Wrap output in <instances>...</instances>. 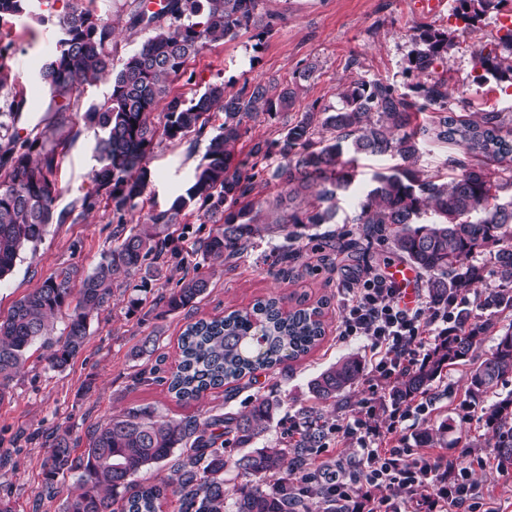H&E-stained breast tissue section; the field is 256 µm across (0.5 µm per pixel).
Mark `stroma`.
Wrapping results in <instances>:
<instances>
[{"label": "stroma", "instance_id": "35a3bbf8", "mask_svg": "<svg viewBox=\"0 0 512 512\" xmlns=\"http://www.w3.org/2000/svg\"><path fill=\"white\" fill-rule=\"evenodd\" d=\"M138 2H94L97 13L111 19L115 28V60L124 59L148 36L147 31L128 27ZM262 6L282 17L264 41L240 32L234 40L212 45L190 60L184 74L170 84L172 94L186 98L214 82L223 83L230 93L258 81H274L282 87L295 84L293 106L248 123L247 134L236 146L237 156H245L256 142L280 138L311 105L332 112L341 108L340 85L344 81L382 78L404 87L407 57L414 48L413 33L426 26L457 33L455 46L437 68L448 80L449 108L471 112L512 107V98L502 94L495 83L478 86L473 82L475 49L496 43L502 34L497 12L488 13L475 31L462 33L452 17L454 0H445L444 7L433 14L416 9L414 0H263ZM0 41L13 45L8 65L15 78L13 88L0 91V112L7 110L13 98H22L24 106L14 120L16 128L22 133L44 134L47 144L55 146L58 167L54 179L59 189L55 211L65 217L64 223L49 226L36 252H24L12 273L0 278V316L4 317L17 299L58 267L74 265L80 272L92 271L101 253L115 245L123 229L138 224L142 214L136 210L117 220L111 202L97 193L92 180L99 166L93 150L94 133L84 127L81 116L90 105L107 97L109 83L82 88L70 111L58 113L39 78L56 41L52 23L26 17L13 20L0 27ZM308 65L313 68L309 78L297 80L298 71ZM223 120L222 113L214 112L203 133L189 134L178 142L155 139L146 159L149 175L144 196L148 204L165 208L183 191ZM394 163L388 156L360 159L354 184L341 196L340 222L333 230L347 232L344 220L354 215L358 200L371 189L373 174ZM88 195L93 196L95 206L85 212L81 205ZM332 229L324 225L318 232L324 235ZM281 243L278 237L259 241L232 268L219 260L201 264L198 272L208 277L210 287L187 312H169L158 301L162 291L174 287L184 276L187 262L171 260L162 278L142 292L135 289L139 276H118L110 307L90 319L87 343L65 370H49L47 350L42 342H35L24 368L0 399V497L10 499L15 512H64L67 493L78 474L68 473L61 479L58 493L45 498L42 463L50 452L48 434L68 430L71 455L77 458L83 454L93 428L146 406L159 415L202 420L245 412L256 397L271 395L279 399L280 407L269 430L255 445L270 448L284 443L289 430L300 423L302 411L313 404L311 380L345 355L366 360L370 354L364 340L336 341L337 287L345 279L340 255L319 250L314 240L300 239L295 244L298 260L292 273L283 278L271 265ZM271 295L282 297L289 308L300 299L310 307L326 300L325 337L309 354L242 379L239 391L229 399L219 388L183 406L166 385L139 384V373L155 365L162 375L171 374L188 323L223 316ZM134 296L140 299L135 308L129 305ZM147 336L156 337V350L149 356H137V348ZM390 389L388 381L373 377L367 370L336 403L325 406L321 423L326 438L319 457L330 465L354 459L357 442L338 438L336 423L354 418L364 401L372 402L377 424L385 427L392 423L396 409L389 400ZM463 400L461 369L444 372L433 383L423 407L412 408L404 421L393 422L397 425L394 443L416 447L422 431L447 423L442 448L445 459L466 466L479 498L493 503L497 512H512V468H498L494 449L485 445L491 434L480 419V409L465 406Z\"/></svg>", "mask_w": 512, "mask_h": 512}]
</instances>
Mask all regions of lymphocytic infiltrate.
<instances>
[{
	"instance_id": "f902f5d3",
	"label": "lymphocytic infiltrate",
	"mask_w": 512,
	"mask_h": 512,
	"mask_svg": "<svg viewBox=\"0 0 512 512\" xmlns=\"http://www.w3.org/2000/svg\"><path fill=\"white\" fill-rule=\"evenodd\" d=\"M338 309L337 340L364 339L373 373L386 380L413 370L431 345L434 324L453 320L450 308L424 295H416L412 304L402 303L399 288L380 267L371 265L339 287ZM336 431L358 439L357 474L318 468L304 481L331 484L337 504L356 503L368 485L377 491L369 512H407L418 487L426 485L436 496L439 512H492L477 501L463 469L448 466L443 455L391 445L387 432L368 418L337 423Z\"/></svg>"
}]
</instances>
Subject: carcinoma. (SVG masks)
<instances>
[{
    "instance_id": "carcinoma-1",
    "label": "carcinoma",
    "mask_w": 512,
    "mask_h": 512,
    "mask_svg": "<svg viewBox=\"0 0 512 512\" xmlns=\"http://www.w3.org/2000/svg\"><path fill=\"white\" fill-rule=\"evenodd\" d=\"M261 0H164L157 11L143 3L131 14L132 27L153 34L128 55L119 68L112 64L109 20L86 7H72L56 16L55 48L40 71V80L57 112L69 110L72 98L85 85L110 82L105 100L82 116L93 130L99 162L93 180L105 191L112 212L123 222L126 213L144 204L148 171L144 161L157 133L175 142L203 131L211 112L224 113L219 133L211 138L185 192L169 207H151L143 222L106 253L94 270L79 275L75 266L57 268L40 286L12 305L0 319V400L27 360L39 338L50 348L46 357L54 370L64 369L84 348L89 319L110 307L114 275L141 274L139 287L160 279L169 262L172 228L191 207L200 205L216 227L194 243V254L206 261L222 258L228 267L266 236L283 238L274 264L288 276L295 262L294 243L305 230L333 224L339 195L357 176L358 158L396 156L400 163L373 175L368 191L351 223L359 225L360 239H351L338 252L360 249V240L383 241L392 252L427 277L430 297L455 300L484 281L485 269L463 265L475 253L488 252L491 272L499 284L478 294L485 317L473 320L462 308L455 313V329L440 337L414 370L399 378L389 393L396 404L423 397L445 370L465 368L464 396L473 407L485 401L512 376V326L498 328V317L512 312V176L503 177L500 164L512 156V110L448 111V80L435 76L401 91L380 78H356L344 84V106L335 112L309 108L288 125L277 141L255 143L247 159L233 163L234 149L247 132L246 123L291 105L294 91L276 90L269 83L244 84L228 93L224 84H211L189 99L170 96L174 77L202 51L245 30L263 39L279 17L261 11ZM505 0H455V16L463 30L473 29L491 9ZM32 0H0V25L31 12ZM415 48L406 73L433 70L455 45V32L424 29L413 35ZM481 73L473 83L493 81L512 86V29L498 44L476 52ZM164 112L162 129L151 121ZM430 144H453L463 157L449 160L455 174L447 182L417 167L420 152ZM276 153L283 162L274 169L258 168ZM56 152L39 139H23L13 128V113L0 112V278L11 273L26 250L36 251L55 217L57 189L53 176ZM267 176L288 189L289 205L265 222L251 200L256 177ZM306 205L294 206L296 200ZM80 288H73L76 278ZM210 282L194 274L183 278L163 300L167 311L194 307ZM67 315V332L52 341L50 319ZM321 307L298 306L286 312L281 300L268 297L251 307L223 317L197 320L180 338V360L166 379L177 403L187 405L210 388L236 382L258 370H270L288 359L307 354L324 335ZM497 337L493 353L482 361L470 352L484 336ZM360 358L343 357L311 380L309 390L320 402H334L358 380ZM278 402L268 396L255 400L245 414L194 417L180 420L138 409L125 418L98 426L78 460L71 458L69 432L53 435L51 451L43 461L48 492L56 493L58 477L80 470L77 486L68 491L65 512H159L161 499L172 495L179 512H224V453L233 447V465L248 481L234 489L235 512H309L304 495L288 485V473L304 471L322 438L317 407L303 412L299 438L285 448H254L252 444L270 426ZM481 420L491 430L500 468L512 467V393L482 408ZM448 423L421 433L422 448L443 443ZM174 459L178 478L141 486L139 472Z\"/></svg>"
}]
</instances>
